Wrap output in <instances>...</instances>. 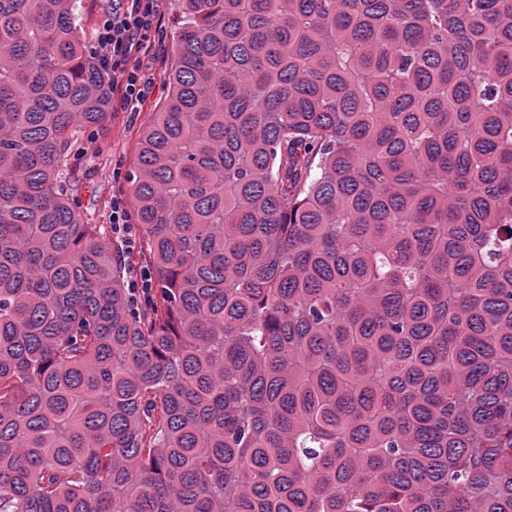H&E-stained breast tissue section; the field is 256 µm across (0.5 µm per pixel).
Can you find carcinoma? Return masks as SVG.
<instances>
[{
    "label": "carcinoma",
    "mask_w": 512,
    "mask_h": 512,
    "mask_svg": "<svg viewBox=\"0 0 512 512\" xmlns=\"http://www.w3.org/2000/svg\"><path fill=\"white\" fill-rule=\"evenodd\" d=\"M82 4L0 0V512H512V0H177L142 300Z\"/></svg>",
    "instance_id": "cac0c4a2"
}]
</instances>
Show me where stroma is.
<instances>
[{"mask_svg": "<svg viewBox=\"0 0 512 512\" xmlns=\"http://www.w3.org/2000/svg\"><path fill=\"white\" fill-rule=\"evenodd\" d=\"M172 57V42L164 40L150 62V83L140 111L113 113L109 127L84 135L79 151L71 155V168L83 178L81 195L86 207V223H111L113 197H128V177L133 169L139 136L167 92L164 74Z\"/></svg>", "mask_w": 512, "mask_h": 512, "instance_id": "1", "label": "stroma"}]
</instances>
